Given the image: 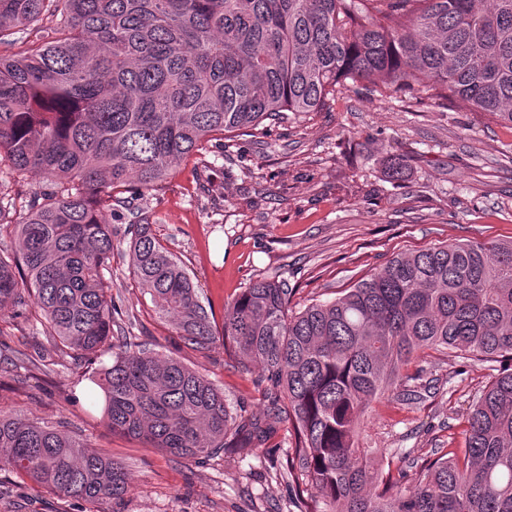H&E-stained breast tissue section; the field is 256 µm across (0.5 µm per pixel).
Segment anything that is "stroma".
Masks as SVG:
<instances>
[{"mask_svg": "<svg viewBox=\"0 0 512 512\" xmlns=\"http://www.w3.org/2000/svg\"><path fill=\"white\" fill-rule=\"evenodd\" d=\"M406 161L389 179L387 158ZM152 230L197 284L203 305L223 318L251 281L282 280L292 306L335 299L396 254L475 240H512V126L442 105L425 87L370 96L346 85L321 112L265 121L256 134L228 133L207 153L187 157L159 192L137 199ZM132 218L118 209L112 253L116 336L177 359L208 378L231 407L270 424L260 448H229L206 462L176 459L111 433L85 367L49 354L30 323L0 329V410L25 414L123 462L134 482L119 501L77 505L0 472V512H287L288 485L275 471L290 426L256 383L257 371L222 344L197 351L157 317L135 288L124 236ZM502 364L435 353L407 376L425 388L413 403L386 396L364 416L361 441L398 469L437 448L465 445L473 398Z\"/></svg>", "mask_w": 512, "mask_h": 512, "instance_id": "stroma-1", "label": "stroma"}]
</instances>
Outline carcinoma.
Listing matches in <instances>:
<instances>
[{
    "mask_svg": "<svg viewBox=\"0 0 512 512\" xmlns=\"http://www.w3.org/2000/svg\"><path fill=\"white\" fill-rule=\"evenodd\" d=\"M45 19L48 41L23 34ZM0 164L40 170L46 190L0 227V317L34 318L52 347L93 368L112 432L180 459L260 447L272 429L177 359L116 343L106 273L112 211L130 186L159 191L224 133L320 112L347 81L388 90L431 81L446 99L512 125V0H0ZM134 282L188 345L230 344L260 369L293 428L299 512H512V364L472 403L466 446L412 475L376 467L357 430L400 370L430 352L512 361V240L400 253L335 299L290 308L288 285L253 280L222 329L185 266L138 211ZM76 504L121 500L125 467L36 419L0 411V471Z\"/></svg>",
    "mask_w": 512,
    "mask_h": 512,
    "instance_id": "obj_1",
    "label": "carcinoma"
}]
</instances>
